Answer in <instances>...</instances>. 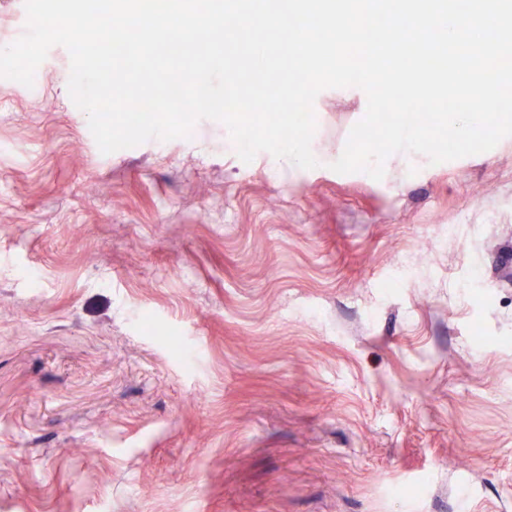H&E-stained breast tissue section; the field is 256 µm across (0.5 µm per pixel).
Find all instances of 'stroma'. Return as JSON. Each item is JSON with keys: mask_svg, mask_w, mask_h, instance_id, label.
Instances as JSON below:
<instances>
[{"mask_svg": "<svg viewBox=\"0 0 512 512\" xmlns=\"http://www.w3.org/2000/svg\"><path fill=\"white\" fill-rule=\"evenodd\" d=\"M70 66L0 78V512H512V137L339 174L348 87L313 169L104 154Z\"/></svg>", "mask_w": 512, "mask_h": 512, "instance_id": "obj_1", "label": "stroma"}]
</instances>
